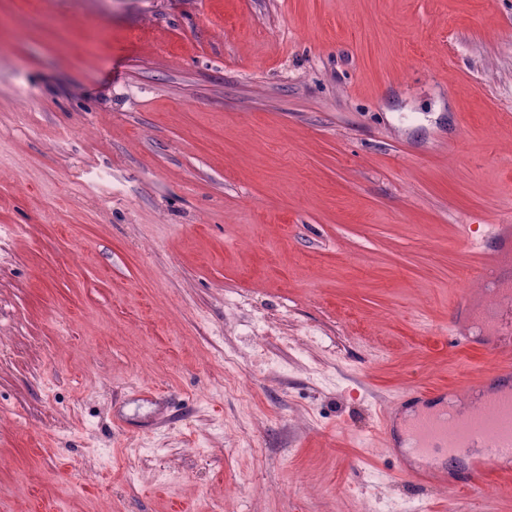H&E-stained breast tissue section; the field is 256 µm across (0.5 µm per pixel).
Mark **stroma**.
<instances>
[{
	"label": "stroma",
	"mask_w": 512,
	"mask_h": 512,
	"mask_svg": "<svg viewBox=\"0 0 512 512\" xmlns=\"http://www.w3.org/2000/svg\"><path fill=\"white\" fill-rule=\"evenodd\" d=\"M512 224V0H0V512H512L403 451Z\"/></svg>",
	"instance_id": "35a3bbf8"
}]
</instances>
